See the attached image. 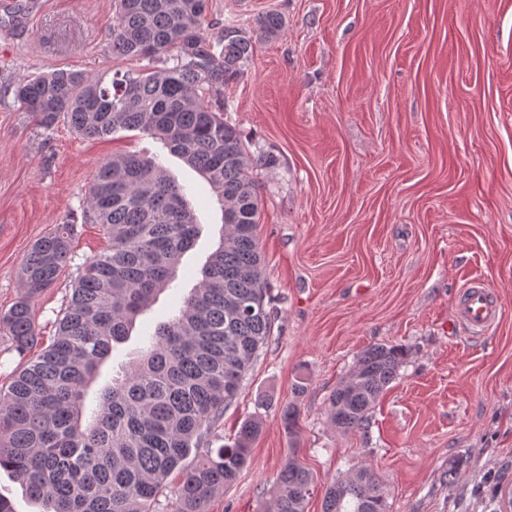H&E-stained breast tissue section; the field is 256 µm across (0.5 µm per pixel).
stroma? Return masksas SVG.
<instances>
[{"mask_svg":"<svg viewBox=\"0 0 512 512\" xmlns=\"http://www.w3.org/2000/svg\"><path fill=\"white\" fill-rule=\"evenodd\" d=\"M13 2L0 12V313L22 292L32 244L73 225L72 262L34 302L42 335H54L78 266L108 245L84 207L112 154L160 155L202 226L172 288L101 368L92 406L197 285L224 201L158 140L85 138L21 108L15 86L39 74L163 63L113 53L112 0ZM268 12L282 16L281 34L257 44L221 99L260 160L272 331L215 433L233 441L253 417L262 428L207 510L266 512L294 454L316 479L305 512H321L330 484L360 465L379 474L389 512H512V0H208L204 30L215 44ZM472 278L501 310L482 337L455 318ZM375 344L403 346L408 360L368 435L338 431L328 397ZM288 403L300 413L292 437L279 415Z\"/></svg>","mask_w":512,"mask_h":512,"instance_id":"stroma-1","label":"stroma"}]
</instances>
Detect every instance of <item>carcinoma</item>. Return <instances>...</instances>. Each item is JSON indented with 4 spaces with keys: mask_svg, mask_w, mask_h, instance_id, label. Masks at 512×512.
I'll return each mask as SVG.
<instances>
[{
    "mask_svg": "<svg viewBox=\"0 0 512 512\" xmlns=\"http://www.w3.org/2000/svg\"><path fill=\"white\" fill-rule=\"evenodd\" d=\"M208 0H115L112 52L173 61L152 72L106 79L68 70L37 75L15 88L17 102L51 128L62 117L82 137L138 130L158 138L204 175L224 198V230L201 279L177 311L143 336V347L86 410L88 389L138 318L171 287L200 231L183 188L155 158L115 155L89 186L85 217L110 247L79 267L70 300L44 342L31 306L72 261V225L38 240L20 268L22 296L0 318L22 357L0 388V469L12 472L45 512H206L211 498L247 466L260 421L243 422L234 442L213 447L211 433L239 394L271 334L257 238L260 198L237 129L208 105L235 81L255 40L226 29L214 52L204 34ZM261 39L283 19L256 20ZM407 351L364 350L329 397L331 424L367 434L384 390ZM288 435L297 408L282 407ZM177 476L170 494L167 481ZM312 473L295 457L278 472L273 512H304ZM166 504L160 505V497ZM322 512H388L384 486L359 466L325 491Z\"/></svg>",
    "mask_w": 512,
    "mask_h": 512,
    "instance_id": "1",
    "label": "carcinoma"
}]
</instances>
